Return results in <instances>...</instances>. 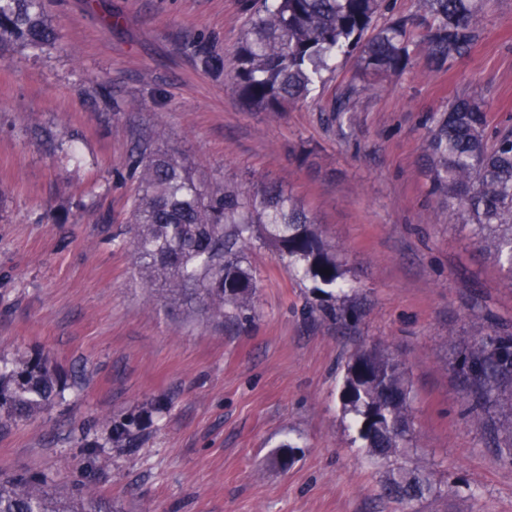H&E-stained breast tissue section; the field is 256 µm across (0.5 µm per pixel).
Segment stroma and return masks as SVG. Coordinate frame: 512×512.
<instances>
[{
    "label": "stroma",
    "instance_id": "35a3bbf8",
    "mask_svg": "<svg viewBox=\"0 0 512 512\" xmlns=\"http://www.w3.org/2000/svg\"><path fill=\"white\" fill-rule=\"evenodd\" d=\"M260 0H48L55 47L0 59V360L44 355L65 390L0 426V473L82 480L112 512H405L382 498L389 467L367 456L340 392L376 348L411 385L414 446L434 487L417 512H512V461L485 444L460 361L478 334H512V285L431 192L427 117L471 86L492 126L512 127V0H485L480 36L443 70L423 61L379 80L341 55L281 112L244 103L234 52ZM218 61L202 69L199 53ZM363 88L353 119L333 107ZM174 154L212 189L273 184L342 261L337 306L272 246L247 245L257 280L239 327L150 299L134 267V143ZM73 141L74 159L60 143ZM136 418V442L112 426ZM297 446L288 469L271 464Z\"/></svg>",
    "mask_w": 512,
    "mask_h": 512
}]
</instances>
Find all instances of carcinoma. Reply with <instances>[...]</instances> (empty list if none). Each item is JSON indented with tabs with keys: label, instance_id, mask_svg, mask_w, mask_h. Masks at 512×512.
Here are the masks:
<instances>
[{
	"label": "carcinoma",
	"instance_id": "obj_1",
	"mask_svg": "<svg viewBox=\"0 0 512 512\" xmlns=\"http://www.w3.org/2000/svg\"><path fill=\"white\" fill-rule=\"evenodd\" d=\"M46 0H0V48L41 52L55 43ZM408 16L381 26L382 0H264L235 50L234 77L253 107L279 112L303 101L341 54L361 48L360 65L375 74L402 73L413 61L411 31L422 29L428 64L441 70L468 54L479 38L480 0H416ZM362 88L346 86L334 111H353ZM484 89H468L427 118L426 150L432 190L448 216L471 227L512 283V129L489 133ZM130 176L140 192L132 204L134 254L145 287L166 306L209 321L248 322L256 276L244 247L254 239L277 249L311 288L327 296L322 307L338 318L333 288L345 270L313 219L277 187L254 194L214 191L168 153L134 148ZM465 382L477 418L512 392V334L475 339L465 358ZM55 370L42 356L21 355L0 365V424L27 420L61 398ZM340 399L359 425L369 456L391 465L385 496L410 505L433 493L427 474L403 464L413 445L411 389L401 364L377 349L347 363ZM501 457L512 461V422L488 427ZM0 512H112L89 487L63 495L47 475L0 478Z\"/></svg>",
	"mask_w": 512,
	"mask_h": 512
}]
</instances>
